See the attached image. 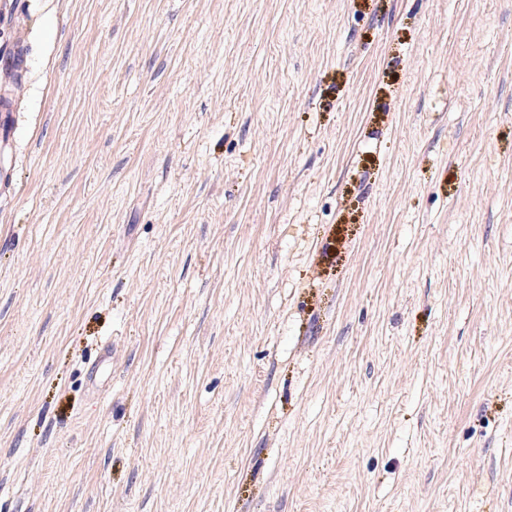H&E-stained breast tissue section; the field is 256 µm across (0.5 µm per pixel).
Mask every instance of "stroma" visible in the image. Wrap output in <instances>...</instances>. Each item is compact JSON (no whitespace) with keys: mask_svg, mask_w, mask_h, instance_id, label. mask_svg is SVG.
<instances>
[{"mask_svg":"<svg viewBox=\"0 0 512 512\" xmlns=\"http://www.w3.org/2000/svg\"><path fill=\"white\" fill-rule=\"evenodd\" d=\"M13 3L0 512H512V0Z\"/></svg>","mask_w":512,"mask_h":512,"instance_id":"35a3bbf8","label":"stroma"}]
</instances>
